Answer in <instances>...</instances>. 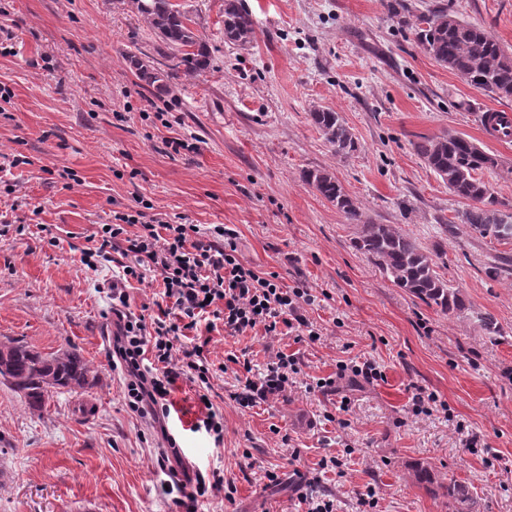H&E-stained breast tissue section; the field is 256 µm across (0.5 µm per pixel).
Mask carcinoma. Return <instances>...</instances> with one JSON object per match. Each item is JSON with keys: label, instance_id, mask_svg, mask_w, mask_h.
<instances>
[{"label": "carcinoma", "instance_id": "cac0c4a2", "mask_svg": "<svg viewBox=\"0 0 512 512\" xmlns=\"http://www.w3.org/2000/svg\"><path fill=\"white\" fill-rule=\"evenodd\" d=\"M141 19L155 31L165 48L157 54L169 61L162 69L142 58L129 57L138 78L157 93L169 91L171 80L183 74L194 77L212 66V47L196 27L189 12L173 0H132ZM417 32L425 50L442 66L462 76L472 86L500 97H512V54L482 27L458 20L448 22V13L432 12L419 20ZM224 41L245 46L255 36L254 21L245 0H224ZM314 126L337 154L356 148L352 134L340 113L330 108L311 111ZM427 167L448 189L468 202L460 221L480 238L512 242L502 234L504 224L512 225V212L497 208L490 188L476 178L477 171L498 167L497 160L469 140L443 135L415 144ZM305 181L343 212L352 224L361 223V213L342 184L325 171H309ZM355 247L376 259L396 286L408 290L443 313L466 309L462 293L450 288L434 269L432 259L409 236L387 224H365ZM90 368L74 347L43 355L12 340L0 341V379L23 394L32 411L43 409L52 390L84 389L89 385ZM438 488L460 505L462 512H477L476 501L461 483L439 484Z\"/></svg>", "mask_w": 512, "mask_h": 512}]
</instances>
